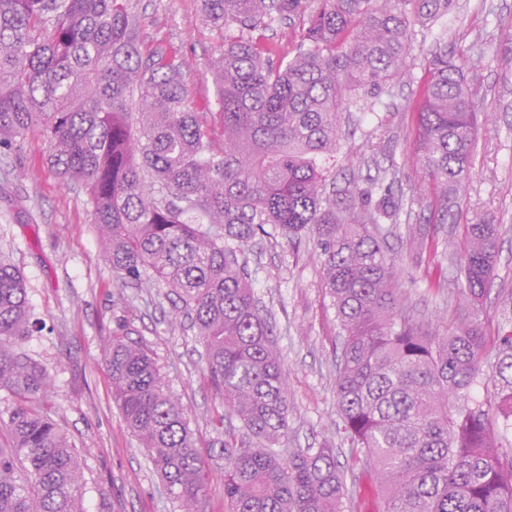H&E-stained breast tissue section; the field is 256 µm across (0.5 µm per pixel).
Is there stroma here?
I'll list each match as a JSON object with an SVG mask.
<instances>
[{
	"mask_svg": "<svg viewBox=\"0 0 512 512\" xmlns=\"http://www.w3.org/2000/svg\"><path fill=\"white\" fill-rule=\"evenodd\" d=\"M144 16L143 48L188 57L185 86L192 99L212 96L209 58L217 37L201 0H130ZM470 52L486 41L477 101L490 114L477 134L472 174L460 197L463 215L499 224L493 285L482 302V330L512 331V0H458L447 16L417 34L408 62L411 83L395 87L378 112L352 113L342 125L336 170L362 181L391 183L403 203L400 224L387 237L417 316L454 324L463 224L440 223L422 178L415 139L420 88L438 41ZM49 141L29 135L18 151L0 153V252L20 268L31 314L41 329L23 351L46 371L50 413L78 450L84 512H179L139 441L112 402L102 361L104 341L121 334L154 357L173 394L188 408L198 445L207 449L212 479L205 512L224 504V405L204 376L203 349L192 330L176 325L179 302L169 289L116 282L90 222L85 191L63 183L46 164ZM256 297L272 317L274 343L288 380L292 413L287 448H331L343 472L353 465L336 411V359L342 330L324 286L314 243L291 248L279 234L244 253Z\"/></svg>",
	"mask_w": 512,
	"mask_h": 512,
	"instance_id": "obj_1",
	"label": "stroma"
}]
</instances>
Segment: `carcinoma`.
Returning a JSON list of instances; mask_svg holds the SVG:
<instances>
[{"label": "carcinoma", "mask_w": 512, "mask_h": 512, "mask_svg": "<svg viewBox=\"0 0 512 512\" xmlns=\"http://www.w3.org/2000/svg\"><path fill=\"white\" fill-rule=\"evenodd\" d=\"M454 0H203L221 35L210 62L219 126L182 80L187 61L139 43L129 0H0V148L48 138L49 164L87 195L112 273L178 295L226 413L251 440L224 439L229 512H354L331 448H282L290 406L274 326L242 255L272 224L319 250L344 332L336 404L353 462L374 473L379 512H512V334L499 339L496 412L469 405L487 340L480 303L492 286L499 226L465 224L452 327L407 310L383 225L402 203L383 184L336 186L341 118L377 112L407 65L415 31ZM303 24L292 49L253 36L285 17ZM479 61L448 46L429 61L416 152L442 220L454 221L471 174ZM31 321L25 282L0 256V390L14 399L0 447V512H82L77 451L49 415L46 371L22 350ZM102 358L112 398L183 512L209 485L187 408L142 346L114 335Z\"/></svg>", "instance_id": "1"}]
</instances>
